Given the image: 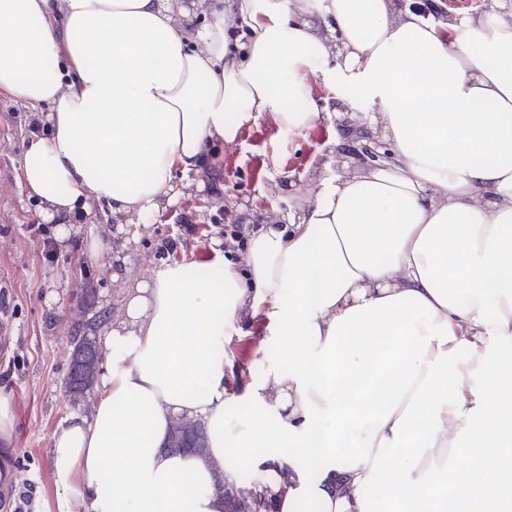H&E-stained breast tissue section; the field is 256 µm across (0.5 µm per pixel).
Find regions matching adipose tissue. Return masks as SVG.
<instances>
[{"label":"adipose tissue","instance_id":"1","mask_svg":"<svg viewBox=\"0 0 512 512\" xmlns=\"http://www.w3.org/2000/svg\"><path fill=\"white\" fill-rule=\"evenodd\" d=\"M316 64L385 155L267 218L243 264L136 275L211 145L316 121ZM1 96L47 127L18 174L38 222L62 242L92 203L113 220L85 239L120 307L52 436L57 512H225L237 460L269 512H372L373 487L382 512H512V0L444 23L410 0H0ZM262 318L283 351L246 377L224 328ZM179 420L204 454L164 450Z\"/></svg>","mask_w":512,"mask_h":512}]
</instances>
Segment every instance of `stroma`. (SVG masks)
<instances>
[{
    "mask_svg": "<svg viewBox=\"0 0 512 512\" xmlns=\"http://www.w3.org/2000/svg\"><path fill=\"white\" fill-rule=\"evenodd\" d=\"M309 82L321 110L315 124L298 131L265 120L221 147L218 165L201 187L153 217L133 257L136 273L213 261L218 242L236 225L253 229L268 217L298 211L307 189L341 173L337 139L346 140L349 154L361 162L379 152L380 143L353 113L334 114L356 88L341 80L324 83L318 72ZM29 130V112L0 98V386L11 394L14 415L10 441H0V467L13 474L0 486V512L54 507L49 448L55 429L74 412L65 392L72 338L76 327L93 330L118 309L106 257H89L78 241L58 248L51 225L35 220L36 203L17 182ZM89 288L95 301L86 306ZM265 331L261 323L252 335L224 339L244 376L262 375L268 365L275 345ZM23 491L28 500L20 499Z\"/></svg>",
    "mask_w": 512,
    "mask_h": 512,
    "instance_id": "35a3bbf8",
    "label": "stroma"
}]
</instances>
